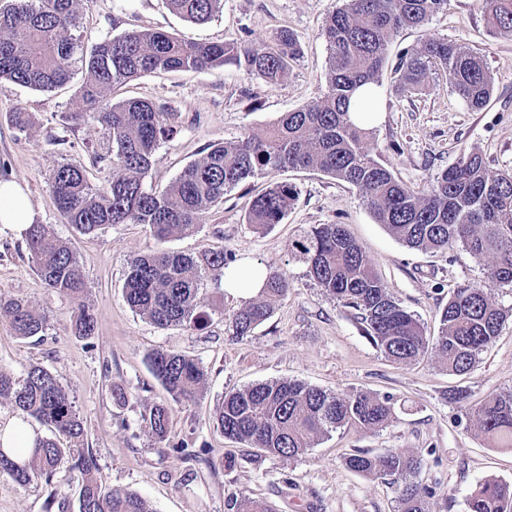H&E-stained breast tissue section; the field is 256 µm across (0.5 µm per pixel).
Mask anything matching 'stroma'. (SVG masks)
Here are the masks:
<instances>
[{
    "label": "stroma",
    "mask_w": 512,
    "mask_h": 512,
    "mask_svg": "<svg viewBox=\"0 0 512 512\" xmlns=\"http://www.w3.org/2000/svg\"><path fill=\"white\" fill-rule=\"evenodd\" d=\"M338 0H223L209 21L198 24L172 12L166 0H78L82 44L92 48L130 30L163 31L199 42L246 41L262 44L282 28L293 31L301 54L276 85L229 66L201 73L150 74L114 85L112 101L136 99L164 106L174 114L176 133L162 142L145 178L147 188L164 190L206 147L234 141L272 126L283 113L319 100L327 91V44L321 28ZM447 38L465 44L484 59L494 79L488 105L465 108L443 72L430 73L413 95L394 92L393 69L383 75V120L366 140L371 156L391 167L408 186L427 189L435 177L465 153L483 155L492 169L512 171V37L493 33L480 0H449L446 11L422 27L405 30L390 45L391 59L418 40ZM82 70L51 91L0 81V179L28 192L36 221L53 225L76 255L84 275L80 300L44 287L26 240L0 229V295L24 300L47 317L41 339L22 340L0 319V369L23 380L39 365L65 386L83 421L82 448L94 457L112 486L147 499L155 512H230L227 500L246 494L272 512H395L389 478L349 471L347 454L357 449L419 452L423 484L438 486L430 512H466L469 488L488 477L512 484V451L492 448L454 392L479 405L487 396L512 388V321L467 375L448 374L436 353L409 366L388 360L361 333L351 311L326 295L307 275L292 248L314 224H341L363 247L394 297L436 333L454 288L473 283L496 303L512 307V288L490 276V260H475L462 248L445 253L411 249L376 223L361 193L318 171L280 173L298 199L285 219L263 231L246 222L250 200L269 185L255 176L224 195L194 233L158 240L142 224H112L81 235L65 224L49 185L63 163L81 167L94 189L112 178L106 161L112 144L102 125L85 116L79 94ZM26 113L28 127L11 121ZM79 113L71 126L62 115ZM235 253L286 274L288 295L272 317L248 336H234L233 315L247 300L224 289H208L201 329L155 328L126 304L122 287L130 260L158 250L200 255ZM96 320L92 336L72 332L78 305ZM164 349L194 359L205 370L196 402L171 403L154 379L151 352ZM300 380L331 392L367 391L392 395L395 414L383 430L341 428L302 456H265L249 461V448L228 441L216 429L214 411L226 392L258 382ZM125 393L117 401L116 393ZM170 404V433L156 442L141 417L157 404ZM197 452L194 460L186 451ZM50 488L43 479L19 483L0 474V512H47Z\"/></svg>",
    "instance_id": "35a3bbf8"
}]
</instances>
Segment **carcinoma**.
<instances>
[{
	"instance_id": "cac0c4a2",
	"label": "carcinoma",
	"mask_w": 512,
	"mask_h": 512,
	"mask_svg": "<svg viewBox=\"0 0 512 512\" xmlns=\"http://www.w3.org/2000/svg\"><path fill=\"white\" fill-rule=\"evenodd\" d=\"M177 15L194 23L208 21L222 0H166ZM490 29L512 36V0H481ZM448 0H344L328 14L323 36L329 50L328 91L317 102L294 112L261 134L226 141L204 150L162 191L145 187L153 155L161 141L173 137V113L141 100L114 103L108 91L117 83L151 73L200 72L234 66L275 84L300 55L298 36L288 29L273 42L246 46L238 42L186 41L161 31L131 30L106 38L84 53L76 0H0V80L51 91L68 82L72 68L85 71L82 100L103 125L112 142V178L96 191L81 168L63 164L49 183L64 223L83 235L110 224H145L160 240L195 231L203 215L224 194L255 175L288 169L317 170L362 192L377 223L407 247L446 251L460 245L472 257L494 258L491 277L512 287V172L490 170L483 157L470 152L438 175L427 191L398 180L365 149L368 129L348 115L350 100L364 85L369 89L361 111L381 110L382 74L391 38L403 29L426 24L447 9ZM441 71L467 107L487 105L494 82L482 59L462 45L429 38L399 56L398 91L416 94L431 71ZM296 200V189L274 182L254 197L247 223L256 229L279 224ZM25 240L34 268L48 290L70 296L84 287L81 267L51 224H30ZM307 273L342 306L356 312L364 337L386 358L411 365L433 349L448 373L463 375L499 337L512 310L491 301L470 284L455 288L443 309L437 335L394 298L369 264L361 246L341 224H314L293 243ZM233 254L219 251L198 257L156 251L129 262L124 298L135 312L159 329L197 328L205 321L200 299L208 286L221 287ZM288 294V278L270 271L259 298L232 318L233 333L248 335L266 322ZM0 317L20 339L39 338L46 318L20 299L0 297ZM94 317L78 305L73 333L88 338ZM155 379L180 404L197 399L203 367L174 351L149 355ZM0 398L18 416L53 429L71 443L83 440L84 426L69 392L47 369L30 368L23 382L0 370ZM394 397L369 392L333 393L297 380L258 383L231 391L216 408L215 421L224 437L278 458L304 454L312 442L353 427L379 431L394 416ZM489 445L512 448V390L486 399L472 412ZM171 410L163 405L142 415V427L164 442ZM79 474V512H154L145 498L114 488L98 475L92 456L82 448H65L56 438L38 437L33 448L0 447V473L18 483L42 478L51 483L64 456ZM424 459L418 453L375 455L357 450L346 467L363 475L389 476L396 485L398 512H429L437 487L416 481ZM467 512H512V485L491 478L479 481L466 499Z\"/></svg>"
}]
</instances>
